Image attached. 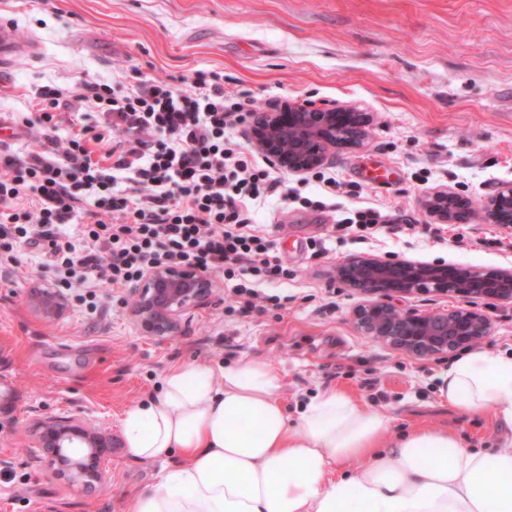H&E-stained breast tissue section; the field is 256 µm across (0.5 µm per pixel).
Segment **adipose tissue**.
<instances>
[{"instance_id": "ef3b65f1", "label": "adipose tissue", "mask_w": 512, "mask_h": 512, "mask_svg": "<svg viewBox=\"0 0 512 512\" xmlns=\"http://www.w3.org/2000/svg\"><path fill=\"white\" fill-rule=\"evenodd\" d=\"M282 388L259 357L219 371L169 367L123 420L129 456L164 465L129 512H512V448L478 450L448 429L417 427L387 449V419L343 390L321 389L292 420ZM438 393L512 426V358L466 352L440 374Z\"/></svg>"}]
</instances>
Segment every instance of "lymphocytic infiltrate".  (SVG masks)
<instances>
[{"label": "lymphocytic infiltrate", "instance_id": "lymphocytic-infiltrate-1", "mask_svg": "<svg viewBox=\"0 0 512 512\" xmlns=\"http://www.w3.org/2000/svg\"><path fill=\"white\" fill-rule=\"evenodd\" d=\"M37 96L18 124L36 133L38 150L20 156L0 141L1 255L34 249L80 308L98 287H126L158 266L224 277L244 311L257 308L261 286L287 278L251 215L281 181L229 134L257 103L225 90L222 72L121 74ZM75 101L91 111H71ZM388 222L382 209H356L338 220V240L376 238Z\"/></svg>", "mask_w": 512, "mask_h": 512}]
</instances>
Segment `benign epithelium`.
I'll use <instances>...</instances> for the list:
<instances>
[{"label":"benign epithelium","instance_id":"7a95c632","mask_svg":"<svg viewBox=\"0 0 512 512\" xmlns=\"http://www.w3.org/2000/svg\"><path fill=\"white\" fill-rule=\"evenodd\" d=\"M370 126L368 113L348 105L318 109L289 102L277 112L254 113L245 136L250 146L277 168L301 173L328 163L338 149L363 146ZM421 206L434 224H456L459 214L478 213L472 201L446 189L426 194ZM478 214L487 224L511 230L512 184L501 185ZM335 278L366 295L353 311L358 329L418 358L445 357L478 345L490 334V319L470 306L439 312L401 311L389 303L390 299L418 291L512 303L511 269L482 270L354 254L336 265ZM130 293L139 331L164 338L179 330L186 310L211 298L214 282L192 264L161 266L145 272ZM35 305L48 318L63 311L60 297L50 288L39 293ZM34 436L56 472L68 475L73 483L106 485L111 435L63 416L38 423Z\"/></svg>","mask_w":512,"mask_h":512}]
</instances>
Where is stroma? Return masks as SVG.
Here are the masks:
<instances>
[{
  "instance_id": "35a3bbf8",
  "label": "stroma",
  "mask_w": 512,
  "mask_h": 512,
  "mask_svg": "<svg viewBox=\"0 0 512 512\" xmlns=\"http://www.w3.org/2000/svg\"><path fill=\"white\" fill-rule=\"evenodd\" d=\"M17 57L1 74L0 114L33 111L43 85L111 78L119 68L181 77L223 72L261 110L291 101L354 105L370 112L364 146L340 149L325 169L346 184L322 209L284 201L260 206L275 225L276 253L290 276L265 291L284 297L260 315L225 316L222 278L178 334L142 335L128 289L102 295L93 310L65 308L43 319L34 305L50 270L28 255L0 257V512H125L130 494L155 484L158 462L131 459L125 446L106 465L105 489L53 476L28 433L37 420L73 416L122 438L125 412L156 394L174 364L223 369L263 357L283 378L289 417L318 390L344 389L385 415V445L414 427L455 431L479 449L512 443V426L467 413L437 395L452 357L419 359L361 332L352 321L362 295L332 277L351 254L446 262L486 270L512 267V232L472 218L463 245L433 240L420 201L445 188L483 206L512 183V0H0ZM388 182L372 184L375 172ZM390 211L405 231L338 244L332 227L360 207ZM328 253L311 254L310 239ZM491 332L484 349L512 355V303L481 300Z\"/></svg>"
}]
</instances>
